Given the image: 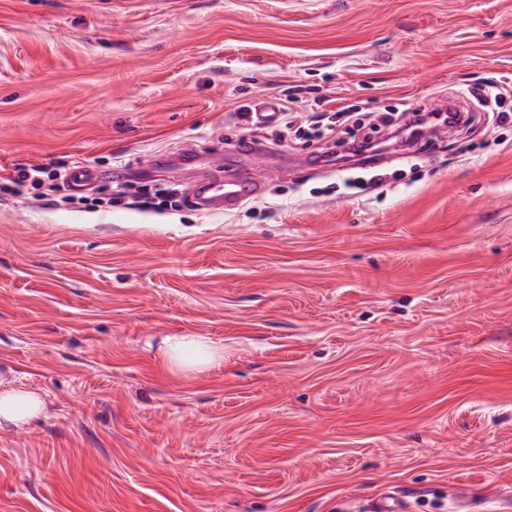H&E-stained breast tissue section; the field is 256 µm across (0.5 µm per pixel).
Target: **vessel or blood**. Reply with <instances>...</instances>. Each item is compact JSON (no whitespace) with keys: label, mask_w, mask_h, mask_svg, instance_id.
Returning <instances> with one entry per match:
<instances>
[{"label":"vessel or blood","mask_w":512,"mask_h":512,"mask_svg":"<svg viewBox=\"0 0 512 512\" xmlns=\"http://www.w3.org/2000/svg\"><path fill=\"white\" fill-rule=\"evenodd\" d=\"M259 151V146L254 144L235 145L231 153L235 172L194 182L189 191V199L194 207L207 213L228 212L259 194L263 181L249 170L251 160Z\"/></svg>","instance_id":"obj_1"}]
</instances>
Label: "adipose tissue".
Wrapping results in <instances>:
<instances>
[{"label":"adipose tissue","mask_w":512,"mask_h":512,"mask_svg":"<svg viewBox=\"0 0 512 512\" xmlns=\"http://www.w3.org/2000/svg\"><path fill=\"white\" fill-rule=\"evenodd\" d=\"M158 355L162 363L175 372L203 374L224 363L223 345L208 336L164 337ZM45 411L40 391L18 385L12 368L0 369V430L29 425Z\"/></svg>","instance_id":"obj_1"}]
</instances>
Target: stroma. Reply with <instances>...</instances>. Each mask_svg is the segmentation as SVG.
<instances>
[{"label": "stroma", "mask_w": 512, "mask_h": 512, "mask_svg": "<svg viewBox=\"0 0 512 512\" xmlns=\"http://www.w3.org/2000/svg\"><path fill=\"white\" fill-rule=\"evenodd\" d=\"M492 75L512 0H0V183L95 174L0 190V365L47 405L0 430V512H512V122L356 157L299 122L236 209L154 195L252 100L369 124ZM182 333L223 366L170 372ZM55 181L58 179L57 172L48 169L44 165L30 166L17 171L16 177L7 179L3 189L7 191L22 192L25 188H37L42 186L45 180ZM158 356L171 371L203 374L224 364V346L209 336H166Z\"/></svg>", "instance_id": "stroma-1"}]
</instances>
